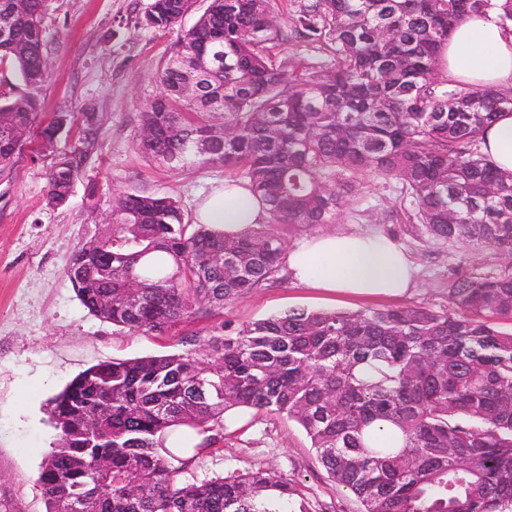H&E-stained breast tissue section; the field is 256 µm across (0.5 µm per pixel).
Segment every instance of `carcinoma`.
<instances>
[{"mask_svg": "<svg viewBox=\"0 0 512 512\" xmlns=\"http://www.w3.org/2000/svg\"><path fill=\"white\" fill-rule=\"evenodd\" d=\"M44 0H0V60L33 90L45 81ZM512 0H309L287 34L271 0H211L158 73L138 149L181 170L221 164L266 205L234 236L191 221L169 196L125 194L112 231L82 246L67 275L95 317L161 335L183 318L276 283L278 226L332 224L367 177L402 185L431 240L512 256V172L479 150L484 128L512 111V91L451 84L440 53L470 13ZM182 0H152L169 28ZM328 61L287 74L270 50L286 37ZM33 94L0 103V164L30 135ZM71 122L41 131L45 148ZM83 151L55 158L50 201L70 195ZM451 310L291 309L212 337L207 353L95 364L52 399L58 448L39 483L46 512H307L291 482L262 467L179 483L216 443L224 413L287 417L309 436L334 484L362 512H512V266L464 273ZM183 429L199 442L171 437Z\"/></svg>", "mask_w": 512, "mask_h": 512, "instance_id": "carcinoma-1", "label": "carcinoma"}]
</instances>
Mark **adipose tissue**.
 <instances>
[{
	"label": "adipose tissue",
	"instance_id": "ef3b65f1",
	"mask_svg": "<svg viewBox=\"0 0 512 512\" xmlns=\"http://www.w3.org/2000/svg\"><path fill=\"white\" fill-rule=\"evenodd\" d=\"M449 81L512 89V27L495 13L471 15L454 27L442 49ZM482 153L499 169L512 171V112L500 113L483 132ZM266 211L246 189L227 182L199 206L195 220L236 234L264 223ZM288 268L299 283L350 296H400L411 288V257L384 235L320 234L290 251Z\"/></svg>",
	"mask_w": 512,
	"mask_h": 512
}]
</instances>
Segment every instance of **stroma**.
Returning a JSON list of instances; mask_svg holds the SVG:
<instances>
[{"mask_svg":"<svg viewBox=\"0 0 512 512\" xmlns=\"http://www.w3.org/2000/svg\"><path fill=\"white\" fill-rule=\"evenodd\" d=\"M151 0H45L42 19L49 79L40 90L36 121L73 113L71 126L44 149L37 132L0 170V512H45L38 477L59 443L50 401L84 369L101 361L158 354L201 353L215 327L241 324L291 308L358 310L448 306V284L458 274H492L512 265L494 247L438 245L412 218L393 181L368 178L348 197L335 224L284 228L288 248L329 231L380 233L394 239L417 266L415 284L402 298H347L294 282H279L226 302L210 317L185 319L164 335L119 330L80 303L66 270L78 249L110 231L112 206L127 193L180 201L195 214L210 191L227 180L223 166L172 171L147 160L137 147L141 114L159 94L157 70L181 31L191 28L210 0H196L179 26H146ZM97 126L69 199L48 200L55 156L79 145L84 115ZM194 347H186L185 338ZM224 436L180 475V482L265 467L290 479L309 512H361L351 493L337 488L317 461L297 423L240 411L224 420Z\"/></svg>","mask_w":512,"mask_h":512,"instance_id":"35a3bbf8","label":"stroma"}]
</instances>
